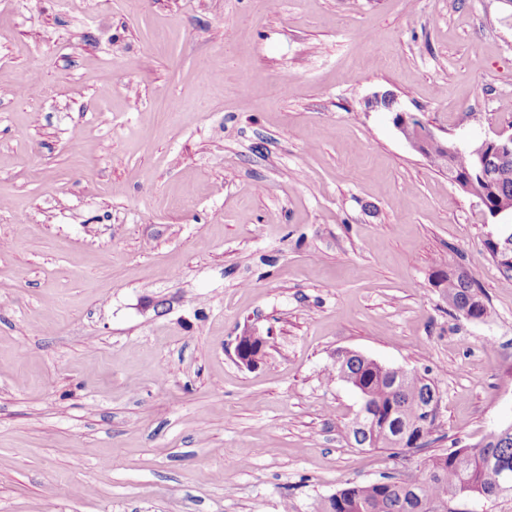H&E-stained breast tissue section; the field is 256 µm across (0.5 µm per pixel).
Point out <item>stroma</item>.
<instances>
[{
	"label": "stroma",
	"instance_id": "35a3bbf8",
	"mask_svg": "<svg viewBox=\"0 0 512 512\" xmlns=\"http://www.w3.org/2000/svg\"><path fill=\"white\" fill-rule=\"evenodd\" d=\"M386 90L458 147L512 133V5L0 0V512H313L415 465L348 439L340 350L435 376L441 448L512 423V229ZM397 102L398 101L396 95L391 92L379 93L375 96L373 101L376 107L386 106L390 112H395V115L393 116V124L413 150L423 155L431 147L440 146L445 150H448V153L450 154L454 153L455 151L460 152V150L456 147H454V149H448L447 147L443 146L441 140L432 131H428V128L417 119L413 120V132L418 134L420 131H427V134L423 139L412 138L408 133L409 127L412 126V117L407 116L406 113L399 110L396 106ZM417 126L419 128H417ZM439 285H443L448 298L453 301V308L466 318H479L486 314V306L481 297L477 279L469 272L459 274H441ZM475 300H482L483 306L476 307ZM248 337H260L262 338L261 343L259 345V350L256 353H252L248 350L244 345H242V341ZM267 345V340L264 336L259 335L256 328H247L240 336L236 337V344L234 347V355L238 364L246 366V367H254L256 366L263 358L265 353V347Z\"/></svg>",
	"mask_w": 512,
	"mask_h": 512
}]
</instances>
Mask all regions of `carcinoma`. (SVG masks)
I'll return each mask as SVG.
<instances>
[{
  "label": "carcinoma",
  "mask_w": 512,
  "mask_h": 512,
  "mask_svg": "<svg viewBox=\"0 0 512 512\" xmlns=\"http://www.w3.org/2000/svg\"><path fill=\"white\" fill-rule=\"evenodd\" d=\"M438 168L452 171L469 186L467 194L481 197L486 210L512 203V162L499 165L491 180L466 154L451 159L438 149L426 154ZM512 246V234L489 243L493 260L504 270L505 249ZM439 284L452 299L453 308L468 319L486 314L476 306L481 299L477 279L469 272L440 275ZM334 371L344 369L349 383L360 390L366 412L355 415L348 436L359 448H385L397 456L430 447L435 429L423 420V408L432 394L440 392L430 373H407L393 385L386 370L357 354L339 356ZM512 475V429H493L473 447L454 445L435 452L403 474H388L370 483L348 482L336 493L320 500L317 512H434L438 502L448 504L444 512H456L449 504L478 497L494 502L502 497L505 475Z\"/></svg>",
  "instance_id": "obj_1"
}]
</instances>
